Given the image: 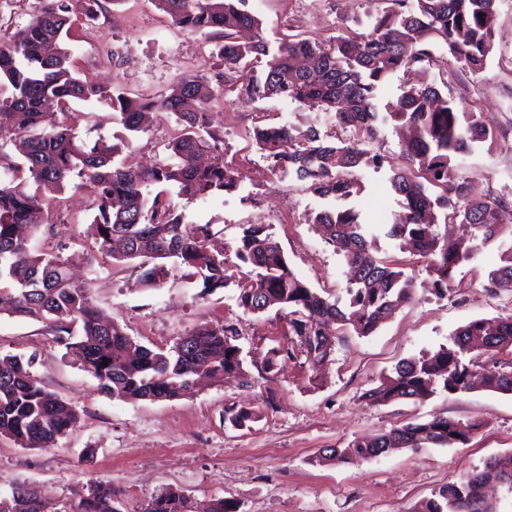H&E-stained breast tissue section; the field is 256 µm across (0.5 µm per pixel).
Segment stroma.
<instances>
[{"instance_id":"obj_1","label":"stroma","mask_w":512,"mask_h":512,"mask_svg":"<svg viewBox=\"0 0 512 512\" xmlns=\"http://www.w3.org/2000/svg\"><path fill=\"white\" fill-rule=\"evenodd\" d=\"M249 6L262 22L263 36L273 43L291 11L303 13L296 31L324 40L336 36L342 23L362 16L368 0H249ZM65 47L80 73L132 97L164 91L184 74L212 76L222 65L205 36L173 25L152 0H108L96 27L74 24ZM447 59L445 48H438L427 72L401 70L379 88L376 104L385 120L366 147L383 161L362 166L357 190L342 202L372 225L378 257L405 262L415 277L413 297L370 336L338 332L333 356L320 371H313L299 353L266 372L268 348L292 340L288 319L272 311H244L234 288L203 298L186 278L174 276L163 287L148 288L134 264H98L87 236L97 213L94 198L85 190L67 192L36 243L68 259L76 279L88 283L100 314L153 349L171 346L204 324L236 325L250 384L207 379L176 399L114 398L100 391L97 380L67 355L45 324L1 311L0 357L32 359L34 375L72 403L80 420L54 448H21L0 437V494L28 484L51 512H73L94 483L112 486L119 512H142L151 497L167 489L202 507L224 499L238 512H415L440 487L482 470L490 457L512 454V394L477 388L386 404L362 398L399 360L436 351L473 319L512 313V292L492 294L485 288L489 272L501 264L503 239L488 241L475 260L456 268L452 286L458 297L451 304L430 293L431 276L423 262L387 234L402 211L389 178L405 163L402 145L408 137L387 115L398 110L407 89L429 79L459 107L481 114L489 126L487 138L456 161L472 196L512 202V145L500 135L504 116H512V0H500L492 50L481 72L450 69ZM210 120L224 135L225 161L239 167V187L205 200L175 198L185 224L209 225L213 245L229 255L245 226L267 223L269 215L293 208L298 223L267 224L269 233L298 277L312 288L343 294L348 268L311 222L317 212L334 207V200L313 194L295 174H272L269 160L247 138L254 126L284 123L330 135L331 119L288 100L242 103L227 96L212 106ZM145 127L118 162L154 164L175 118L157 110ZM233 403L257 411L259 420L240 430L227 426L224 408ZM437 415L472 425L469 440L401 448L340 465L319 460L323 449L344 448L355 439Z\"/></svg>"}]
</instances>
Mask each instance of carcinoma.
Here are the masks:
<instances>
[{"mask_svg":"<svg viewBox=\"0 0 512 512\" xmlns=\"http://www.w3.org/2000/svg\"><path fill=\"white\" fill-rule=\"evenodd\" d=\"M173 24L188 34L214 41L222 68L213 77L182 75L167 91L150 98H132L76 71L64 48L73 22L72 5L90 21L100 18V0H41L38 15L0 41V301L13 313L51 328L67 353L97 381L101 392L126 400H169L190 387L204 371L209 377L243 379L240 333L231 325H202L179 337L168 348L136 343L119 324L102 320L90 288L73 281L61 256L32 244L44 215L60 204L68 187L86 189L97 214L91 225L94 247L106 264L140 260L142 281L161 287L171 276L168 260L187 269L200 295L236 286V302L260 314L271 309L288 312V326L312 368L330 361L340 325L369 336L406 298L414 279L404 263L378 257L367 237V225L352 208L334 207L317 213L321 228L351 270L347 299L311 288L295 276L266 225L251 224L235 249L236 259L250 267L238 280L229 274L224 252L208 248L209 225L188 228L168 196L195 200L232 192L239 185L237 170L224 162L223 133L211 126L209 111L221 97L239 101L290 99L329 114L338 132L315 129L294 133L285 126L253 129L250 138L274 166L294 169L308 189L342 200L358 186L356 171L375 158L364 149L383 120L375 104L379 87L394 73L433 61L432 48L446 47L447 65L474 73L485 67L492 47L499 0H379L384 7L357 21L362 32L344 31L328 42L301 33H284L271 45L261 35V23L248 0H152ZM255 38L242 43V29ZM260 74H254L257 65ZM196 110L178 111L184 98ZM91 103L109 111L112 121L134 136L143 131L146 112L163 109L175 116L177 132L164 144L166 157L150 168L131 169L115 163L120 146L100 136L82 140L68 121L72 103ZM55 104L61 117L44 106ZM391 119L411 127L412 138L402 153L406 166L393 170L392 191L402 198L403 213L387 235L406 239L415 255L435 275L432 291L444 298L451 292L454 269L473 258L479 243L503 231V217L512 205L500 198L476 199L454 161L486 139L482 116L463 112L434 83L405 91ZM214 154L200 166L196 157ZM159 191L151 193L150 187ZM460 223L461 234L441 237L436 227ZM502 265L490 272L486 288L512 290V244L501 254ZM81 335L71 340V327ZM483 339L474 351L472 339ZM512 349V315L494 320L474 319L458 329L450 343L419 359L402 360L394 375L364 393L371 404L422 400L438 392L470 390L479 376L485 387L512 393V369L488 362ZM292 349L270 348L266 372H272ZM108 362H103V359ZM32 361L20 356L0 358V437L22 448H52L79 420L77 409L34 377ZM258 412L231 404L224 422L241 429ZM472 426L446 416L424 422L408 421L371 439H356L346 448H325L321 459L341 464L355 455L377 458L385 449L453 445L468 440ZM490 466L512 493V456L495 458ZM23 512H50L46 502L27 486ZM112 487L95 485L74 512H121L114 506ZM191 499L166 491L149 500L142 512H194ZM415 512H498L483 494V474L474 472L440 488Z\"/></svg>","mask_w":512,"mask_h":512,"instance_id":"1","label":"carcinoma"}]
</instances>
